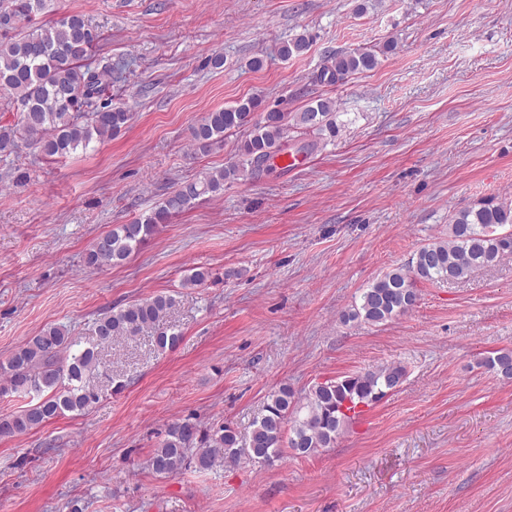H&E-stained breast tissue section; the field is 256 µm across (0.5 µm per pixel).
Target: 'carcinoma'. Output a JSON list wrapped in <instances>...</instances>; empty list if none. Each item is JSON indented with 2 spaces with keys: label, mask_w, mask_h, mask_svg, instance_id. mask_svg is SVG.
Returning <instances> with one entry per match:
<instances>
[{
  "label": "carcinoma",
  "mask_w": 512,
  "mask_h": 512,
  "mask_svg": "<svg viewBox=\"0 0 512 512\" xmlns=\"http://www.w3.org/2000/svg\"><path fill=\"white\" fill-rule=\"evenodd\" d=\"M46 9L47 0H0V88L10 92L19 112L16 124H0V156L12 152L22 132L45 157L65 158L93 141L112 138L131 120L104 82L112 64L101 69L94 59L101 30L81 14L38 19ZM308 47L309 38L300 34L279 53L290 59ZM379 64L378 52L370 47L338 52L317 72L316 81L334 85ZM260 107L259 100L249 97L206 113L192 129L196 150L207 153L227 132L248 127L238 159L177 184L150 214L100 236L85 255L86 267L122 264L159 225L199 199L223 193L228 182L269 170V160L282 151L290 131L336 134V103L330 98L314 99L299 112H262ZM506 255H512V203L483 198L450 217L448 239L423 244L408 266L394 268L362 289L346 320L372 325L391 321L414 308L417 283L458 282L477 269L496 266ZM174 305L172 296L159 294L113 308L95 321L87 339L70 335L62 325L28 337L0 361V397L32 395L37 402L0 415V437L26 433L69 413L79 415L98 403L101 389L91 379L100 365L101 348L113 339L149 330L158 347L174 346L178 336L164 329ZM481 365L502 380H512V351H495ZM405 374L401 365L368 369L318 383L303 397L281 384L269 394L246 435L228 422L203 426L192 417L177 420L168 426L148 466L157 475L173 477L187 470L207 473L242 460L269 464L286 448L295 457H306L333 447L358 408L381 400Z\"/></svg>",
  "instance_id": "cac0c4a2"
}]
</instances>
